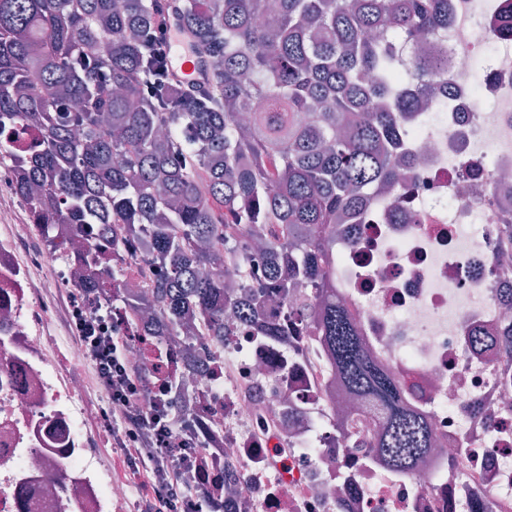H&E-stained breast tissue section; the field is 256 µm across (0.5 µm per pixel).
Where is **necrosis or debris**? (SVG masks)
<instances>
[{"label":"necrosis or debris","mask_w":512,"mask_h":512,"mask_svg":"<svg viewBox=\"0 0 512 512\" xmlns=\"http://www.w3.org/2000/svg\"><path fill=\"white\" fill-rule=\"evenodd\" d=\"M512 0H452L439 42L452 80L435 82L431 112L400 125L414 180L372 194L357 222L337 225L331 266L338 297L381 366L405 381L438 446L410 476L371 467L336 436L352 419L357 442L373 445L374 409L339 401L313 330L277 342L233 326L217 339L196 322L190 339L167 338L158 356L181 385L193 438L234 494L224 512H512V382L488 353L512 343L502 293V224L512 200V39L492 37ZM37 231L32 217L0 202V512H128V488L112 480L91 446L98 411L84 405V378L57 366L60 349L34 274L17 247ZM50 254L60 282L79 291V256L92 239L58 227ZM487 334L488 344L469 333ZM30 497L19 508L16 489Z\"/></svg>","instance_id":"obj_1"}]
</instances>
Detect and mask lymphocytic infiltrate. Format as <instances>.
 Here are the masks:
<instances>
[{"label":"lymphocytic infiltrate","instance_id":"lymphocytic-infiltrate-1","mask_svg":"<svg viewBox=\"0 0 512 512\" xmlns=\"http://www.w3.org/2000/svg\"><path fill=\"white\" fill-rule=\"evenodd\" d=\"M63 302L71 338L103 400L96 426L112 450L114 476L132 493L131 512H223L220 478L171 415L172 383L162 365L147 369L130 358L137 336L115 323L112 311L72 292ZM149 393L155 401L147 408L142 399Z\"/></svg>","mask_w":512,"mask_h":512}]
</instances>
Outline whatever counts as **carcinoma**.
<instances>
[{"label":"carcinoma","mask_w":512,"mask_h":512,"mask_svg":"<svg viewBox=\"0 0 512 512\" xmlns=\"http://www.w3.org/2000/svg\"><path fill=\"white\" fill-rule=\"evenodd\" d=\"M160 10L204 58L206 82L191 95L158 70L150 30ZM450 16L451 0H0V144L23 167L14 192L53 247L58 224H95L114 250L144 242L154 291L119 302L132 322L166 306L143 328L156 342L178 335L188 313L225 336L226 312L282 340L288 329L265 299L286 304L290 289H309L318 307H293L288 320L313 322L343 392L379 413L372 458L409 475L434 434L337 300L330 233L412 173L396 156L399 125L427 109L449 61L435 45L404 67L401 49ZM79 56L101 65L110 96H98ZM28 124L42 141L26 152ZM216 262L239 280L260 271L265 293L228 290L207 273ZM102 264L84 257L82 290L110 302L124 270Z\"/></svg>","instance_id":"obj_1"}]
</instances>
